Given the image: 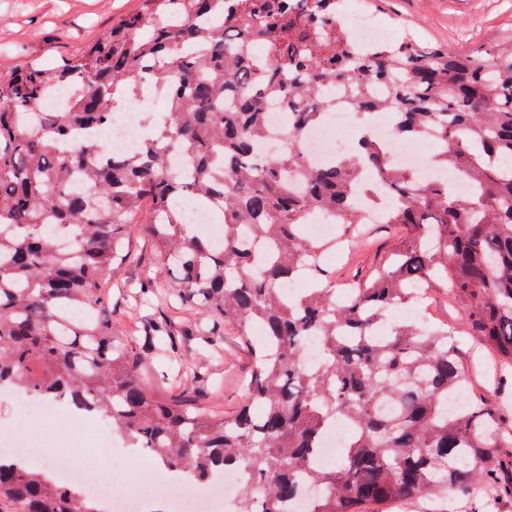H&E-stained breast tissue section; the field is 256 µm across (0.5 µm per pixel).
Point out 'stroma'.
<instances>
[{
  "mask_svg": "<svg viewBox=\"0 0 512 512\" xmlns=\"http://www.w3.org/2000/svg\"><path fill=\"white\" fill-rule=\"evenodd\" d=\"M362 5L381 19L393 40L410 35L423 46L465 50L512 35V0H362ZM143 7L144 0H0V69L29 63L63 65ZM403 236V231L389 232L379 224L365 234L351 227L350 256L327 263L326 268L340 284L369 277L387 267ZM125 248L128 260L104 279L109 297L104 316L114 330L127 336L141 319L169 313L165 293L172 273L158 263L155 248L138 227H131ZM145 272L158 284L146 294L139 288ZM425 304L428 321L447 322L464 346L475 347V339L465 333L462 310L449 305L447 293L430 291ZM184 359L206 375L205 381L191 386L198 400L233 414L242 403L241 381L250 367L242 341L228 331L223 354L204 358L187 351Z\"/></svg>",
  "mask_w": 512,
  "mask_h": 512,
  "instance_id": "stroma-1",
  "label": "stroma"
}]
</instances>
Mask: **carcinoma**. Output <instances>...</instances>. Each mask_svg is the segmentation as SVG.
<instances>
[{"label": "carcinoma", "instance_id": "carcinoma-1", "mask_svg": "<svg viewBox=\"0 0 512 512\" xmlns=\"http://www.w3.org/2000/svg\"><path fill=\"white\" fill-rule=\"evenodd\" d=\"M149 65L167 114L135 150L98 158L76 129L104 131L118 92L134 98ZM69 86L65 110L47 101ZM345 97L363 114L396 116L397 139L434 140L435 167L471 187L424 181L388 161L359 127L355 150L309 166L304 131ZM293 115L286 148L261 154L269 103ZM374 173L391 202L382 223L407 236L390 267L343 303L306 221L325 212L363 224L355 194ZM88 189L70 187L72 175ZM186 201L224 218V242L187 232ZM74 230L68 248L48 225ZM140 225L172 270V293L206 319L199 346L224 326L262 330L232 416L184 390L166 397L139 378V338L88 316L106 303L103 276ZM304 278L294 300L285 279ZM438 285L487 347L492 388H468L466 352L446 329L386 323V313ZM144 337L182 346L165 316ZM319 340L320 363L301 360ZM512 37L465 52L411 38L368 54L336 16V0H146L63 67L0 70V384L91 408L130 448L199 481L237 473L234 512H362L367 504L460 497L512 499ZM341 422L349 440L335 466L315 463L321 435ZM0 512H103L77 487L39 468L0 465Z\"/></svg>", "mask_w": 512, "mask_h": 512}]
</instances>
